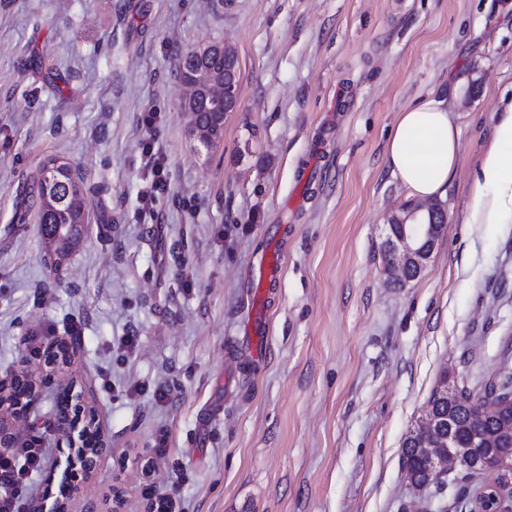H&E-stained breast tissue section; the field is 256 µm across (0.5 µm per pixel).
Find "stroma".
Masks as SVG:
<instances>
[{
	"mask_svg": "<svg viewBox=\"0 0 512 512\" xmlns=\"http://www.w3.org/2000/svg\"><path fill=\"white\" fill-rule=\"evenodd\" d=\"M214 42L238 58L240 103L207 150L178 57ZM511 95L512 0H0V380L25 336L68 343L112 446L61 501L45 487L69 450L44 430L19 512H112L117 493L148 512L150 489L179 512H418L402 444L431 393L512 370V222L466 221ZM431 96L459 116V161L432 257L397 288L381 245L415 198L386 142ZM146 112L168 184L149 211ZM50 157L91 189L57 273L17 193ZM266 253L283 271L254 358L242 324ZM482 483L450 473L429 512H470Z\"/></svg>",
	"mask_w": 512,
	"mask_h": 512,
	"instance_id": "1",
	"label": "stroma"
}]
</instances>
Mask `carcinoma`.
Here are the masks:
<instances>
[{"label": "carcinoma", "instance_id": "1", "mask_svg": "<svg viewBox=\"0 0 512 512\" xmlns=\"http://www.w3.org/2000/svg\"><path fill=\"white\" fill-rule=\"evenodd\" d=\"M224 80V55L213 51L205 53L198 63L185 69L183 84L189 86L183 106L189 112L210 111L208 92ZM194 139L209 149L224 135V123L199 121L193 129ZM83 178L73 171L72 166L55 157L45 161L40 176L25 189L27 202L37 210L41 240L48 249L51 267L57 270L79 243L83 233V215L88 209L89 193ZM0 391L15 401L28 396L29 389L23 376H9L0 380ZM470 392L462 387L453 405L443 404L439 412L451 414L452 436L455 447L463 448L472 444L476 436H492L503 426L512 425V410H496L490 415L483 414L465 405ZM403 460L406 471L414 474L421 485L429 483L426 475L427 464L409 440L403 443Z\"/></svg>", "mask_w": 512, "mask_h": 512}]
</instances>
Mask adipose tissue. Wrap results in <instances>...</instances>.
<instances>
[{"label":"adipose tissue","instance_id":"adipose-tissue-1","mask_svg":"<svg viewBox=\"0 0 512 512\" xmlns=\"http://www.w3.org/2000/svg\"><path fill=\"white\" fill-rule=\"evenodd\" d=\"M459 150L456 116L445 100L429 97L400 112L386 148L392 176L421 198L444 195ZM512 219V98L503 99L494 139L477 168L468 221Z\"/></svg>","mask_w":512,"mask_h":512}]
</instances>
